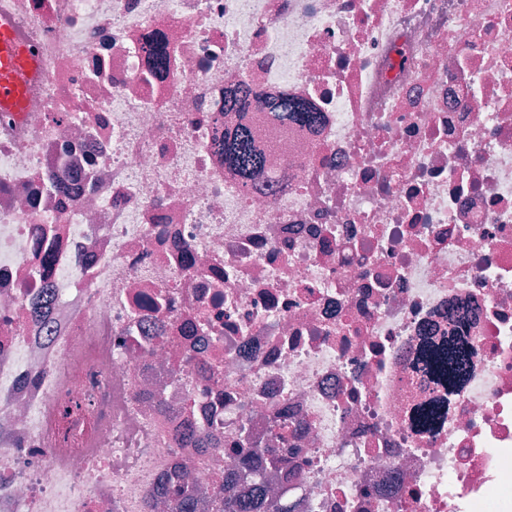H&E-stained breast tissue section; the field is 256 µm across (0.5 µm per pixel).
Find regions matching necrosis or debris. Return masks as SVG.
Masks as SVG:
<instances>
[{"label":"necrosis or debris","instance_id":"1","mask_svg":"<svg viewBox=\"0 0 512 512\" xmlns=\"http://www.w3.org/2000/svg\"><path fill=\"white\" fill-rule=\"evenodd\" d=\"M0 21L41 66L0 113V512H156L174 470L213 497L225 441L284 419L288 512H512V0ZM279 95L315 121L273 123ZM237 125L267 180L225 168ZM458 323L470 366L419 430L414 365Z\"/></svg>","mask_w":512,"mask_h":512}]
</instances>
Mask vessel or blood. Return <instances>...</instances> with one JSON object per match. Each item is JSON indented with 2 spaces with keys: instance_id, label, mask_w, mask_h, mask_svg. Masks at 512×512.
I'll return each mask as SVG.
<instances>
[{
  "instance_id": "obj_1",
  "label": "vessel or blood",
  "mask_w": 512,
  "mask_h": 512,
  "mask_svg": "<svg viewBox=\"0 0 512 512\" xmlns=\"http://www.w3.org/2000/svg\"><path fill=\"white\" fill-rule=\"evenodd\" d=\"M36 58L17 45L8 25L0 24V111L22 109L23 89L29 78L39 74Z\"/></svg>"
}]
</instances>
